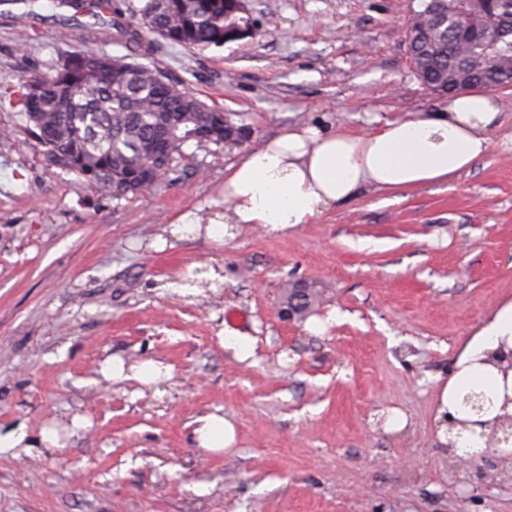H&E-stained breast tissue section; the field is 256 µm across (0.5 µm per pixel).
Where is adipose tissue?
<instances>
[{
	"label": "adipose tissue",
	"mask_w": 512,
	"mask_h": 512,
	"mask_svg": "<svg viewBox=\"0 0 512 512\" xmlns=\"http://www.w3.org/2000/svg\"><path fill=\"white\" fill-rule=\"evenodd\" d=\"M502 102L468 91L447 107L370 126L353 134L322 124L298 125L259 148L245 152L224 174V219L200 224L185 214L179 235L206 234L223 243L228 229L258 225L283 234L316 223L325 213L361 191L394 192L448 181L469 169L491 145ZM512 303L492 313L455 361L438 390L436 420L440 441L448 439V414L491 423L504 396H512ZM477 388L492 400L489 410L461 412L464 391ZM197 448L219 453L236 443L231 419L201 417L193 431Z\"/></svg>",
	"instance_id": "obj_1"
}]
</instances>
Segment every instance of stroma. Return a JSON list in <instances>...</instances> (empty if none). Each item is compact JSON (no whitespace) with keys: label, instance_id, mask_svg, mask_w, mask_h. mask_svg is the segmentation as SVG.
Wrapping results in <instances>:
<instances>
[{"label":"stroma","instance_id":"obj_1","mask_svg":"<svg viewBox=\"0 0 512 512\" xmlns=\"http://www.w3.org/2000/svg\"><path fill=\"white\" fill-rule=\"evenodd\" d=\"M420 4L249 0L254 38L140 61L241 116L253 149L322 119L359 133L447 105L407 53ZM18 24L0 4V433H27L0 452V512H512V461L486 451L461 472L434 421L439 377L512 302V106L448 182L367 193L284 235L181 239L186 212L215 218L236 153L189 143L179 179L119 200L47 165L12 93L61 58L128 49L81 27L59 41L50 17L23 42ZM190 272L203 294L172 292ZM296 282L315 306L288 321ZM112 357L170 375L107 381ZM212 412L237 437L207 455L191 432Z\"/></svg>","mask_w":512,"mask_h":512}]
</instances>
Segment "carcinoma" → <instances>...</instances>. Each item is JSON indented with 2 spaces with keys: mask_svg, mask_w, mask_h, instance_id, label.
Returning a JSON list of instances; mask_svg holds the SVG:
<instances>
[{
  "mask_svg": "<svg viewBox=\"0 0 512 512\" xmlns=\"http://www.w3.org/2000/svg\"><path fill=\"white\" fill-rule=\"evenodd\" d=\"M54 19L80 21L101 33L138 49L164 42L188 48L219 45L224 31L245 25L241 0H53ZM455 9L456 27L435 30L430 25L431 0L413 12L408 22V54L421 84L443 97L448 72L470 65L485 90L499 87V76L512 71V38L497 43L474 42L462 56L455 46L461 34L475 26L512 29V18L501 17L498 5L475 16L459 0H447ZM26 127L43 147L45 162L75 173L90 184L112 192L119 200L142 194L173 181L180 173L182 149L201 129L209 142L227 152L240 148L224 141V118L239 124L235 114L224 115L164 78V73L125 55L87 53L82 63L63 58L47 72L23 81L15 98ZM161 140L168 149L164 162L152 160L150 146ZM153 163V181L138 182L139 172ZM489 397L470 389L461 405L481 412Z\"/></svg>",
  "mask_w": 512,
  "mask_h": 512,
  "instance_id": "cac0c4a2",
  "label": "carcinoma"
}]
</instances>
